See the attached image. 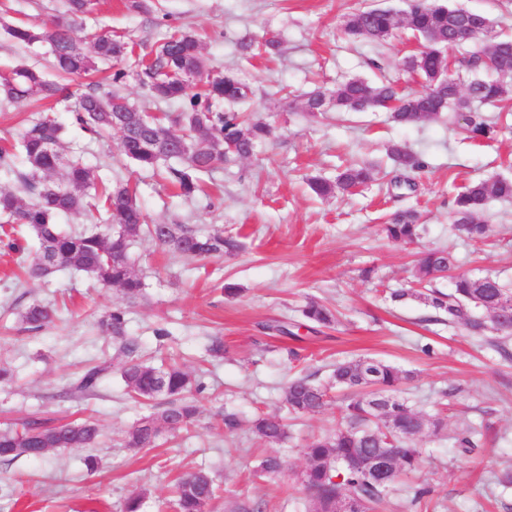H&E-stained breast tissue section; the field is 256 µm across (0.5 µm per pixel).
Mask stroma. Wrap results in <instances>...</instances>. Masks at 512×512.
I'll return each instance as SVG.
<instances>
[{"label": "stroma", "mask_w": 512, "mask_h": 512, "mask_svg": "<svg viewBox=\"0 0 512 512\" xmlns=\"http://www.w3.org/2000/svg\"><path fill=\"white\" fill-rule=\"evenodd\" d=\"M150 2L152 11L143 13L129 0H99L81 25L147 49L161 44L171 27L196 31L208 67L233 71L251 87L249 106L273 127L272 138L238 165L216 169L205 194L186 200L158 174L125 161L118 136L90 139L71 125L68 103L55 104L53 112L66 126L69 151L101 176L136 185L150 221L221 230L238 236L242 248L220 259L191 260L138 241L130 256L145 288L132 304L118 289L100 288L79 272H59L47 283L24 276L16 255L0 250V365L14 374L0 386V431L29 419L55 425L89 415L102 430L97 448L59 451L48 466L26 456L0 461V512H121L139 489L146 492L141 512H173L174 481L197 470L215 480L208 512H236L244 502L261 504L264 512H308L310 498L296 474L308 441L338 425L341 392L331 390L323 412L288 419V438L273 449L286 464L279 476L255 475L259 460L273 450L247 424L258 413L286 416L283 392L292 376L324 384L336 362L363 357L413 372L402 397L448 424L447 437L426 434L416 441L422 462L415 479L428 495L414 505L405 487H396L382 512H512V486L495 482L512 466V359L502 358L493 335L475 337L421 301L389 298L410 287L417 254L428 248L450 251L457 272L491 273L512 285V201L488 205L482 215L488 236L477 242L455 234L450 213V200L464 185L512 177V139H468L453 111L409 127L393 125L383 112H304L306 93L353 77L383 76L420 89L402 68L403 59L419 50L405 29L381 44L343 32L346 16L357 9L380 5L399 13L404 0ZM65 4L8 0L0 12V71L23 61L50 68L48 44H16L6 29L42 26L63 14ZM270 33L280 39L278 55L242 54L243 36ZM115 71L101 65L93 79L150 112L178 113L177 104L150 98L133 74L112 81ZM394 143L425 164L411 174L415 193L402 198L386 190L392 168L387 148ZM350 164L371 167L377 179L350 197L321 199L311 192L310 178L334 179ZM407 207L421 215V236L417 243L397 244L381 226ZM227 284L237 295L224 294ZM312 299L332 309L337 323L314 331L301 327V309ZM35 301L61 309L59 319L39 331L18 320L19 311ZM114 307L125 308L127 334L143 359L177 357L201 386L199 420L156 448L121 445L146 409L129 399L117 367L111 364L92 394L70 392L86 368L111 363L113 345L97 321ZM291 322L300 325L297 337L276 332V324ZM216 337L224 342L220 358L208 350ZM227 412L238 415L240 428L225 430L221 417ZM471 427L481 435L478 448L467 453L454 437ZM90 453L100 460L93 472L84 466Z\"/></svg>", "instance_id": "35a3bbf8"}]
</instances>
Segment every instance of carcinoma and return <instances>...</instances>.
Returning a JSON list of instances; mask_svg holds the SVG:
<instances>
[{"label":"carcinoma","mask_w":512,"mask_h":512,"mask_svg":"<svg viewBox=\"0 0 512 512\" xmlns=\"http://www.w3.org/2000/svg\"><path fill=\"white\" fill-rule=\"evenodd\" d=\"M97 0H68L67 16L51 25L35 29L12 26L8 34L16 42L30 45L46 42L53 57L56 79L43 70L20 64L0 74V101L7 103L43 102L51 104L72 96L68 81L98 70L100 63L127 62L151 96L179 104L175 117L152 114L129 99L89 84L72 109L73 122L84 132L102 137L115 132L120 136L122 155L141 169L163 167L164 179L177 195L194 198L203 192L200 176L220 166L230 167L249 157L270 137L269 124L256 120L242 108L251 89L235 74L213 73L207 69L201 42L189 29L175 27L156 49L137 54L121 36L106 33L77 34L78 20L93 12ZM404 26L423 41L422 49L404 61V67L422 78V90L405 94L385 80L371 83L352 78L335 89H318L304 101L313 114L336 108L339 112H389L400 126H413L434 120L450 110L464 113L463 131L470 139L512 137V124L489 122L474 106L505 109L512 102V38L496 33L483 14H463L451 0H406L402 18L379 6H368L351 13L344 32L355 39L381 43ZM466 28L483 43L479 54L466 61L470 71L488 70L490 77L460 74L448 76L445 87L435 83L449 49L462 45L457 31ZM239 48L253 56H275L280 41L270 36L260 42L243 37ZM181 126L176 133L165 121ZM64 127L51 114L26 124L18 141L0 147V171L13 170L14 159L22 156L28 166L15 173L20 190L30 202L11 191L0 190V238L9 250L21 254L22 232L35 236L39 249L26 272L34 279L46 278L64 269L89 275L103 288L117 287L128 300L138 298L145 283L130 261V249L147 237L168 252L192 259L233 255L240 242L219 230H196L186 224H150L127 182L104 181L79 158L63 153ZM395 172L390 188L414 189L404 173L422 169L414 153L394 145L389 151ZM64 170L62 181L52 177ZM374 178L372 169L357 164L347 166L336 181L314 178L310 189L319 197L351 194ZM492 199L512 200V180L505 177L481 179L468 184L452 203L454 230L479 241L486 237L487 225L480 220ZM98 212L103 228L79 232L63 231L57 218L62 214ZM419 215L407 208L393 213L382 225L386 237L397 244H408L420 235ZM453 256L444 249L422 252L416 264V281L421 288L396 291L391 299L408 297L423 301L436 313L448 316V324L463 325L475 335L494 332L502 339L512 337V319L502 321V313L512 312V288L486 274L481 277L457 274L450 277L451 291L445 293L432 283L455 269ZM303 316L317 327L335 322L333 312L311 300ZM56 312L40 302H32L19 312L29 330L47 326ZM102 331L118 344L122 358L121 376L127 394L152 408L123 438L127 448H153L166 434L188 430L199 415V407L187 397L196 386L191 373L177 363L155 367L140 360L137 346L126 336L125 311L109 310L100 320ZM108 370L106 365L87 369L75 390L94 391ZM336 386L349 393L340 409L343 426L314 438L305 449L301 485L311 494V512H330L345 498L362 503V512H376L386 493L402 478L415 472L421 461L414 441L427 432L444 427L440 417L429 416L409 406L396 392L412 375L391 364L360 358L336 364L332 374ZM284 402L294 415H314L327 404L326 388L307 376L295 377L284 391ZM250 429L262 441L277 445L287 439L286 424L276 415H259ZM101 436L99 424L91 417L51 427L38 419L21 429L0 433V460L20 455L47 462L53 451L64 448H92ZM378 448L391 452L392 466L384 484L367 476L368 461ZM284 470L278 455L264 457L257 472L277 476ZM215 495L214 481L204 471L180 478L175 484V512H207Z\"/></svg>","instance_id":"carcinoma-1"}]
</instances>
